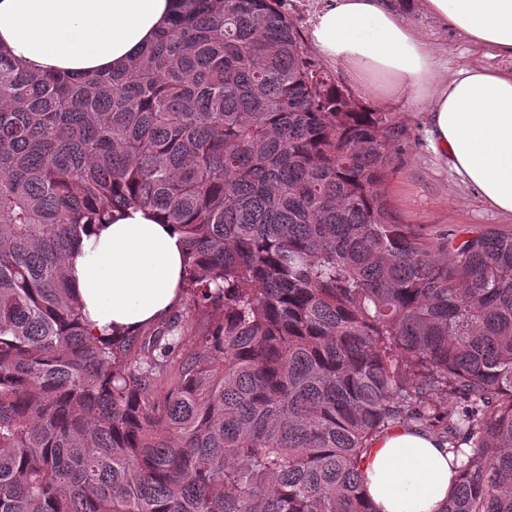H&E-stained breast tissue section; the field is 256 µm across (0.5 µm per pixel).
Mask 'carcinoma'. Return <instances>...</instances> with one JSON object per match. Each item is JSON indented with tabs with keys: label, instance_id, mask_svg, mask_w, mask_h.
<instances>
[{
	"label": "carcinoma",
	"instance_id": "carcinoma-1",
	"mask_svg": "<svg viewBox=\"0 0 512 512\" xmlns=\"http://www.w3.org/2000/svg\"><path fill=\"white\" fill-rule=\"evenodd\" d=\"M119 70L0 51V512H374L362 454L439 435L441 512H512V228L403 224L412 133L280 0H178ZM128 207L184 236L180 306L94 337L66 261Z\"/></svg>",
	"mask_w": 512,
	"mask_h": 512
}]
</instances>
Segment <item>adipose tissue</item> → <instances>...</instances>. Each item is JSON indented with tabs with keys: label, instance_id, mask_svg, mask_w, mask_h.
Wrapping results in <instances>:
<instances>
[{
	"label": "adipose tissue",
	"instance_id": "adipose-tissue-1",
	"mask_svg": "<svg viewBox=\"0 0 512 512\" xmlns=\"http://www.w3.org/2000/svg\"><path fill=\"white\" fill-rule=\"evenodd\" d=\"M478 50L512 62V0H418ZM174 0H0V47L34 74H95L151 44ZM309 39L363 96L424 111V143L485 205L512 220V65L441 72L443 51L390 0H327ZM184 242L151 210L130 207L82 237L66 273L89 332L135 329L179 301ZM453 454L433 433L400 424L362 456L375 512H442L457 484Z\"/></svg>",
	"mask_w": 512,
	"mask_h": 512
}]
</instances>
